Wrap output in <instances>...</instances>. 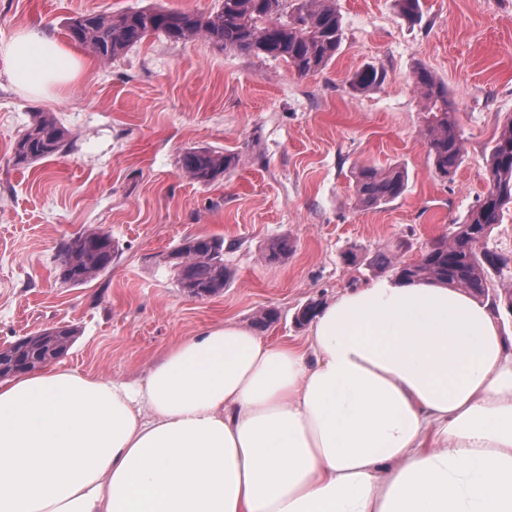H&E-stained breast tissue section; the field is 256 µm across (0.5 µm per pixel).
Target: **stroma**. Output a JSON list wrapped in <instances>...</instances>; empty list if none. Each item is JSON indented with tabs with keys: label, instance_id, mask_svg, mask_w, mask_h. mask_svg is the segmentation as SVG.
<instances>
[{
	"label": "stroma",
	"instance_id": "35a3bbf8",
	"mask_svg": "<svg viewBox=\"0 0 512 512\" xmlns=\"http://www.w3.org/2000/svg\"><path fill=\"white\" fill-rule=\"evenodd\" d=\"M155 3L207 13L219 0H0V39L39 25L64 41L73 17ZM336 3L342 47L307 76L202 37L153 36L106 63L76 48L81 77L46 97L15 90L0 62V347L70 325L66 367L133 381L171 346L227 320L270 343H299L308 334L299 309L386 277L378 253L415 261L464 222L487 189L489 146L512 116V0H422L416 25L395 0ZM369 63L385 82L351 90L350 76ZM421 67L447 86L463 138L450 180L428 156L413 81ZM39 112L55 116L67 149L14 166L13 144ZM196 147L234 153L237 164L196 183L180 169ZM363 164L404 169L403 194L358 207L353 174ZM88 228L111 235L112 265L85 285L62 283L60 246ZM196 234L223 237L232 272L202 299L160 260ZM283 236L291 252L266 263ZM269 309L277 320L257 327Z\"/></svg>",
	"mask_w": 512,
	"mask_h": 512
}]
</instances>
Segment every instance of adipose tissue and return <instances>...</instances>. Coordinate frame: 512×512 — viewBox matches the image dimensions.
I'll list each match as a JSON object with an SVG mask.
<instances>
[{"instance_id": "1", "label": "adipose tissue", "mask_w": 512, "mask_h": 512, "mask_svg": "<svg viewBox=\"0 0 512 512\" xmlns=\"http://www.w3.org/2000/svg\"><path fill=\"white\" fill-rule=\"evenodd\" d=\"M34 96L79 76L38 26L0 40ZM0 512H512V351L489 305L380 279L304 344L224 322L136 383L0 382Z\"/></svg>"}]
</instances>
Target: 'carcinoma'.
Wrapping results in <instances>:
<instances>
[{
  "mask_svg": "<svg viewBox=\"0 0 512 512\" xmlns=\"http://www.w3.org/2000/svg\"><path fill=\"white\" fill-rule=\"evenodd\" d=\"M278 10L268 9V0H221L209 15L191 10L142 8L119 14L86 13L69 24L70 39L101 61H111L154 34L173 41H190L204 36L226 49L255 56L281 58L300 75L324 69L338 53L343 40L342 19L336 0H277ZM400 15L411 24L422 18L421 0H395ZM386 72L368 65L354 73L349 84L365 91L382 84ZM414 84L426 112L428 155L436 173L452 177L459 167L463 141L453 121L448 88L430 70L414 73ZM64 130L55 117L39 113L13 146L14 165L27 167L39 160L65 152ZM233 156L202 148L185 151L180 168L190 179L210 184L224 177ZM359 206L380 208L405 190V171H380L361 165L354 172ZM512 207V116L504 123L491 147L487 190L479 196L464 223L457 226L451 241L441 240L419 260L404 264L384 253L378 263L392 268L396 276L410 283L431 280L462 288L474 296H487L488 270L512 271V259L485 246L494 225ZM290 250L288 239L273 241L266 260L277 262ZM111 236L100 229H88L67 239L60 247L58 276L64 283L84 285L112 265ZM195 296L215 295L224 290L231 271L224 265V239L194 235L177 247ZM76 329L66 325L45 329L35 342L11 343L0 348V380L33 371L62 355Z\"/></svg>",
  "mask_w": 512,
  "mask_h": 512,
  "instance_id": "carcinoma-1",
  "label": "carcinoma"
}]
</instances>
